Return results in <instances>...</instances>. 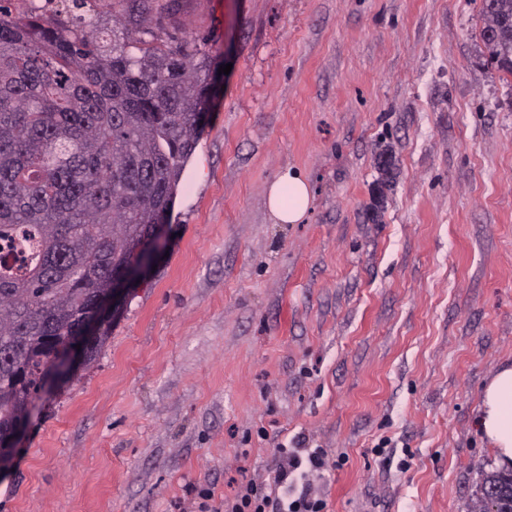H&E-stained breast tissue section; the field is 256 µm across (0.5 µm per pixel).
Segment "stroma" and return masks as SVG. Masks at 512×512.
Listing matches in <instances>:
<instances>
[{"mask_svg": "<svg viewBox=\"0 0 512 512\" xmlns=\"http://www.w3.org/2000/svg\"><path fill=\"white\" fill-rule=\"evenodd\" d=\"M480 9L171 0L219 72L166 254L37 402L0 512H224L296 439L328 512H469L512 364V77ZM287 171L296 224L267 205ZM311 202L308 184L290 171L272 183L268 192V206L273 215L284 224L301 221Z\"/></svg>", "mask_w": 512, "mask_h": 512, "instance_id": "35a3bbf8", "label": "stroma"}]
</instances>
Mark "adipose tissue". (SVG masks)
I'll list each match as a JSON object with an SVG mask.
<instances>
[{"label":"adipose tissue","instance_id":"1","mask_svg":"<svg viewBox=\"0 0 512 512\" xmlns=\"http://www.w3.org/2000/svg\"><path fill=\"white\" fill-rule=\"evenodd\" d=\"M310 202L308 184L289 171L273 182L268 192L270 211L285 224L301 221ZM479 427L496 452L497 466L512 467V365L499 370L486 385Z\"/></svg>","mask_w":512,"mask_h":512}]
</instances>
